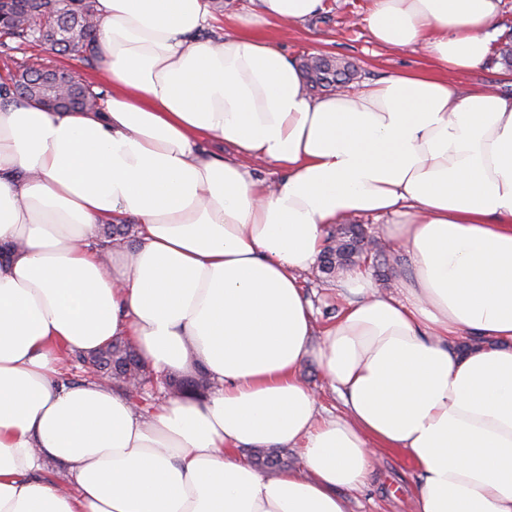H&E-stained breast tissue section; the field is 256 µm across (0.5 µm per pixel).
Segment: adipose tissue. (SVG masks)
Listing matches in <instances>:
<instances>
[{"label":"adipose tissue","instance_id":"ef3b65f1","mask_svg":"<svg viewBox=\"0 0 512 512\" xmlns=\"http://www.w3.org/2000/svg\"><path fill=\"white\" fill-rule=\"evenodd\" d=\"M253 2L216 42L208 0H98L104 111L0 99V512H349L382 449L414 461V512H512V97L448 82L486 63L496 0H371V38L431 70L324 97L269 33L322 0ZM360 214L392 217L408 271L393 297L348 270L316 335L300 275ZM129 219L138 245L102 259ZM116 337L212 390L147 413L65 379ZM288 447L303 470L238 456ZM304 381L309 384L319 395L320 404L327 410L336 412L339 406L336 394L327 385L321 369L314 362H308L301 370Z\"/></svg>","mask_w":512,"mask_h":512}]
</instances>
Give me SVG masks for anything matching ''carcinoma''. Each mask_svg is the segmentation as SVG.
Masks as SVG:
<instances>
[{
	"instance_id": "1",
	"label": "carcinoma",
	"mask_w": 512,
	"mask_h": 512,
	"mask_svg": "<svg viewBox=\"0 0 512 512\" xmlns=\"http://www.w3.org/2000/svg\"><path fill=\"white\" fill-rule=\"evenodd\" d=\"M0 12L12 16V21L0 29V36L39 42L61 56L87 61L98 58L97 0H0ZM304 76L313 89H337L353 79L354 69L333 58L315 57L304 64ZM3 91L30 102L37 100L52 110L69 112H97L101 99L90 85L79 79L71 82L70 91L61 96L56 83L39 78V73L28 66L1 80L0 93ZM135 232L133 224L106 227L107 237L114 247L132 241ZM364 254L361 225L344 224L336 243L323 250L320 272L330 277L340 268L357 264V259ZM79 360L89 363L105 383L120 390L132 402L146 404L144 387L150 381L151 372L130 341L115 338ZM167 386L176 394L188 389L203 394L211 388V383L200 371L194 376L171 379Z\"/></svg>"
}]
</instances>
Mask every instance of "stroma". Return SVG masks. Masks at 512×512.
Instances as JSON below:
<instances>
[{"mask_svg":"<svg viewBox=\"0 0 512 512\" xmlns=\"http://www.w3.org/2000/svg\"><path fill=\"white\" fill-rule=\"evenodd\" d=\"M368 7L369 0H323L320 15L294 25L288 33L278 35V46L299 62L310 56L351 61L358 68L356 82L360 85L374 83L399 72L427 69L429 60L422 50L384 47L371 40L362 24ZM36 57L68 69L93 88L101 86V61L89 64L78 59L69 60L31 43L22 44L0 37L1 76L28 65ZM448 81L460 94L476 85H489L512 96V70L493 59L477 70L449 74ZM357 222L369 239L399 258V265L386 270L377 268L371 260L361 265L378 293L395 292L397 281L406 270L401 263L406 256L404 247L388 243L382 221L361 216ZM301 283L312 303L317 330L322 331L333 325L344 304L339 294L338 278H324L313 267L303 272ZM418 481V470L404 455L393 451L378 452L370 484L364 490L347 494L351 512H412V495Z\"/></svg>","mask_w":512,"mask_h":512,"instance_id":"35a3bbf8","label":"stroma"}]
</instances>
